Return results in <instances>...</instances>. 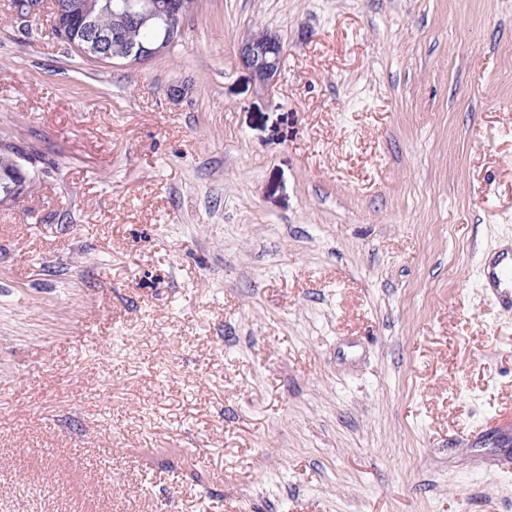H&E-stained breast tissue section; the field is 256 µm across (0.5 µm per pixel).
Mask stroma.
<instances>
[{
    "instance_id": "obj_1",
    "label": "stroma",
    "mask_w": 512,
    "mask_h": 512,
    "mask_svg": "<svg viewBox=\"0 0 512 512\" xmlns=\"http://www.w3.org/2000/svg\"><path fill=\"white\" fill-rule=\"evenodd\" d=\"M0 9V512H512V0H197L141 65ZM267 28L260 85L241 41ZM283 57L279 37L267 30L258 35H247L239 47L241 63L248 68L261 85H266L278 73ZM21 156L18 152L14 150V147L9 144H0V174L8 178L9 175L20 173L26 183V189L29 188L33 182V177H31L27 171V169L20 162ZM2 178L4 187H3V195H1V200L11 201L15 198L21 196L23 191V183L16 182V179H5ZM482 287L498 304L512 310V245L483 266Z\"/></svg>"
}]
</instances>
